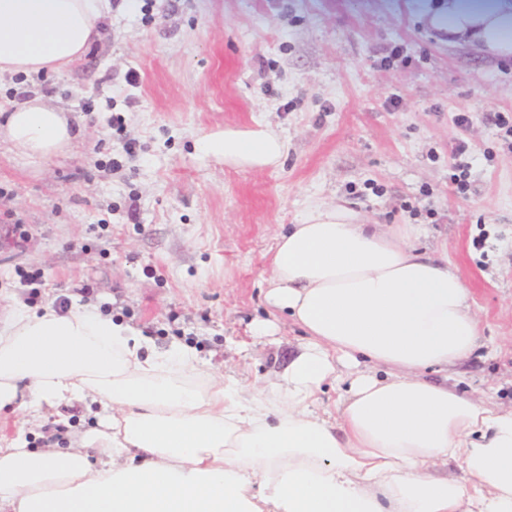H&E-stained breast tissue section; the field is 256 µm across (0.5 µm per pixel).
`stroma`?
<instances>
[{
  "instance_id": "35a3bbf8",
  "label": "stroma",
  "mask_w": 512,
  "mask_h": 512,
  "mask_svg": "<svg viewBox=\"0 0 512 512\" xmlns=\"http://www.w3.org/2000/svg\"><path fill=\"white\" fill-rule=\"evenodd\" d=\"M433 3L112 0L80 62L0 77V104L36 92L85 128L35 171L0 150V294L33 309L81 299L265 387L304 338L264 298L275 238L345 198L368 223L419 225L418 247L447 244L482 337L448 375L511 409L512 137L493 116L512 114V60L450 45ZM257 125L285 140L278 166L234 169L197 147ZM259 321L275 335L254 336ZM0 420L30 447L67 445L54 412Z\"/></svg>"
}]
</instances>
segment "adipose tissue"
Wrapping results in <instances>:
<instances>
[{"mask_svg": "<svg viewBox=\"0 0 512 512\" xmlns=\"http://www.w3.org/2000/svg\"><path fill=\"white\" fill-rule=\"evenodd\" d=\"M111 14V0H0V76L61 72ZM440 14L449 43L512 57V0H444ZM82 133L38 95L0 123V143L33 164ZM201 148L262 169L286 144L227 127ZM416 234L340 198L278 235L265 300L306 337L263 389L87 305L0 307V410L100 412L63 452L0 435V512H512V410L426 377L473 351L480 322L457 266ZM328 382L344 386L330 418Z\"/></svg>", "mask_w": 512, "mask_h": 512, "instance_id": "ef3b65f1", "label": "adipose tissue"}]
</instances>
